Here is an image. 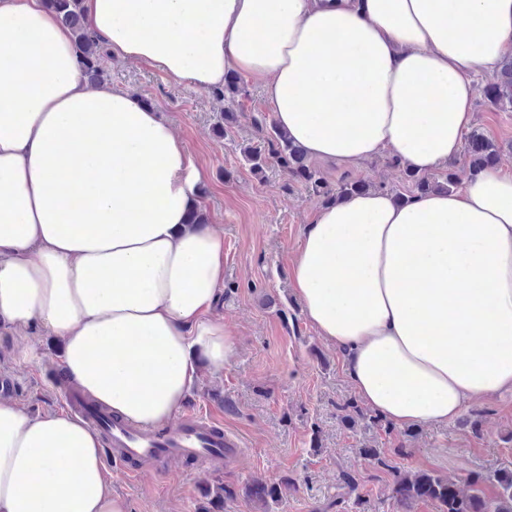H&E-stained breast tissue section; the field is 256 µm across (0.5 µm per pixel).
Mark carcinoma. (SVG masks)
<instances>
[{"label": "carcinoma", "instance_id": "obj_1", "mask_svg": "<svg viewBox=\"0 0 512 512\" xmlns=\"http://www.w3.org/2000/svg\"><path fill=\"white\" fill-rule=\"evenodd\" d=\"M58 20L70 28L74 35L76 52L84 76L92 84L102 82L104 71L101 60L106 55L105 41L90 30L85 22L82 0H46ZM219 94L231 97L247 96L241 77L229 72L224 77V89ZM487 95L494 104H512V61L505 62L499 73L493 76L487 85ZM267 147L248 146L243 149L245 161L251 170L259 174L270 159L288 169L292 175L327 204L343 197L360 194L367 190L362 182H345L337 188H331L319 173L306 162L302 149L291 142L277 125H271L266 139ZM466 153L469 157V175L475 177L494 165L497 159L495 146L483 134L472 131L466 140ZM411 193L431 191L448 192L457 184L452 172L439 177H430L415 171H406ZM496 484L494 495L486 494V485ZM469 492H462L456 484L433 473L419 472L413 476H399L393 486V499L397 506L404 507L414 500H428L437 504L439 512H512V468L504 467L493 477L481 473L472 475L469 480ZM278 486L274 483L256 481L248 489L247 498L258 512H268L269 503L277 501Z\"/></svg>", "mask_w": 512, "mask_h": 512}]
</instances>
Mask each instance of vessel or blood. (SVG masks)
I'll return each mask as SVG.
<instances>
[{
    "mask_svg": "<svg viewBox=\"0 0 512 512\" xmlns=\"http://www.w3.org/2000/svg\"><path fill=\"white\" fill-rule=\"evenodd\" d=\"M81 409L109 444V463L131 477L138 475L137 463L144 458L152 460L157 472L163 473L179 460L230 465L241 456L240 441L197 412L184 415L176 425L158 430L123 422L113 418L108 410L88 403L82 404Z\"/></svg>",
    "mask_w": 512,
    "mask_h": 512,
    "instance_id": "vessel-or-blood-1",
    "label": "vessel or blood"
}]
</instances>
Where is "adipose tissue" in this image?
<instances>
[{
  "mask_svg": "<svg viewBox=\"0 0 512 512\" xmlns=\"http://www.w3.org/2000/svg\"><path fill=\"white\" fill-rule=\"evenodd\" d=\"M113 52L200 90L258 80L312 158L378 156L423 174L455 160L476 75L512 56V0H83ZM203 174L159 112L90 86L45 0H0V328L42 325L71 381L140 426L181 410L198 361L238 338L214 307L224 237L189 223ZM294 292L396 427L444 425L512 390V177L322 207ZM99 434L0 402V512H128Z\"/></svg>",
  "mask_w": 512,
  "mask_h": 512,
  "instance_id": "obj_1",
  "label": "adipose tissue"
}]
</instances>
